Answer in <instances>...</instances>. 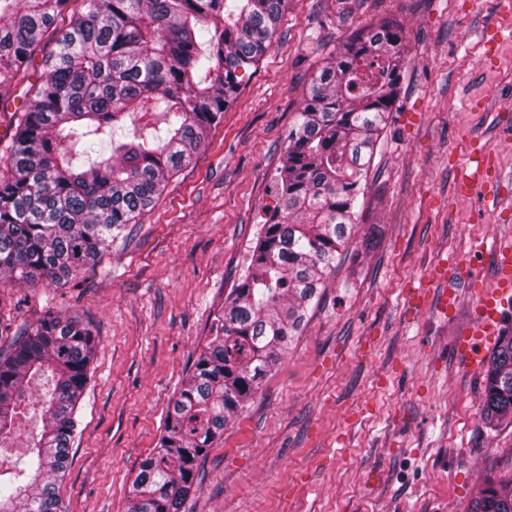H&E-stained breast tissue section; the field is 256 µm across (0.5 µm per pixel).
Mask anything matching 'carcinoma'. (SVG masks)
Segmentation results:
<instances>
[{
  "instance_id": "obj_1",
  "label": "carcinoma",
  "mask_w": 512,
  "mask_h": 512,
  "mask_svg": "<svg viewBox=\"0 0 512 512\" xmlns=\"http://www.w3.org/2000/svg\"><path fill=\"white\" fill-rule=\"evenodd\" d=\"M71 0H0V86L24 79ZM42 56L0 180V279H74L151 208L204 146L264 57L286 0H83ZM403 27L352 33L312 78L289 130L273 211L248 273L224 302V335L168 406L159 448L139 464L126 512H185L197 474L298 335L346 258L356 207L398 98ZM105 146V151L94 149ZM95 338L49 314L0 354V442L15 437L29 383L50 384L25 466L0 460V512H63L77 412ZM481 420L512 423V327L486 368ZM470 512H512V478H488Z\"/></svg>"
}]
</instances>
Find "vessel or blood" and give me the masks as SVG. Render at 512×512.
Masks as SVG:
<instances>
[{
	"instance_id": "1",
	"label": "vessel or blood",
	"mask_w": 512,
	"mask_h": 512,
	"mask_svg": "<svg viewBox=\"0 0 512 512\" xmlns=\"http://www.w3.org/2000/svg\"><path fill=\"white\" fill-rule=\"evenodd\" d=\"M475 168H462L458 182L457 193L468 196L481 185L487 175V165L483 156H476ZM474 253H490L497 270L496 286L487 292L480 304V309L473 327L459 341L458 350L469 363L475 364L480 360L484 345L498 335L503 324L502 309L506 302L512 300V242L483 239L472 243ZM448 261H441L432 272L427 288H416L412 291L414 302L421 303L427 298L428 288H441L440 305L443 309L455 307L460 295L457 289L448 285Z\"/></svg>"
}]
</instances>
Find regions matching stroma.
<instances>
[{
    "label": "stroma",
    "mask_w": 512,
    "mask_h": 512,
    "mask_svg": "<svg viewBox=\"0 0 512 512\" xmlns=\"http://www.w3.org/2000/svg\"><path fill=\"white\" fill-rule=\"evenodd\" d=\"M288 0L269 52L242 79L193 161L96 264L64 285L0 281V349L47 313L96 338L64 512H125L139 462L158 448L167 406L250 263L314 73L358 25L404 29L401 92L376 147L344 263L274 371L200 468L185 512H470L486 475L512 472V424L477 409L485 368L456 342L476 288L492 289L476 239H512V0ZM501 30L494 47L485 30ZM42 65L0 99V179L15 111ZM490 162L470 198L468 152ZM372 237V248L363 240ZM473 267L455 309L410 289L443 258Z\"/></svg>",
    "instance_id": "1"
}]
</instances>
